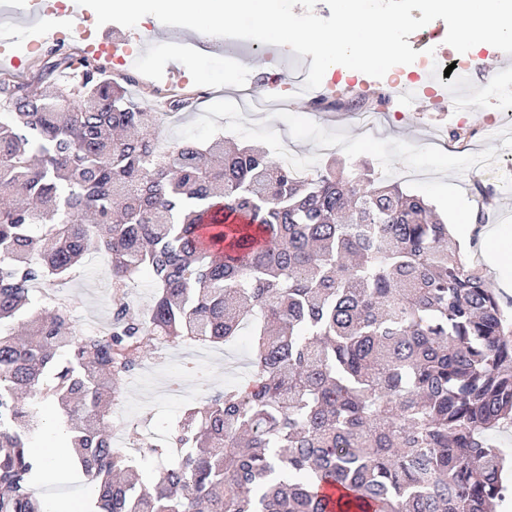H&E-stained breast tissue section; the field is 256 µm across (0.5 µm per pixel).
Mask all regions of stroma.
I'll use <instances>...</instances> for the list:
<instances>
[{
    "label": "stroma",
    "mask_w": 512,
    "mask_h": 512,
    "mask_svg": "<svg viewBox=\"0 0 512 512\" xmlns=\"http://www.w3.org/2000/svg\"><path fill=\"white\" fill-rule=\"evenodd\" d=\"M45 2L49 9L34 27L20 29L16 43L0 44V57L19 60L18 65L0 67V78L17 84L37 81L58 60L54 46L61 35L66 38L67 54L87 55L93 41L89 30L96 25L94 12L87 8L60 16L51 11L57 0ZM124 35L127 43L116 58H99L103 76L131 79V92L152 112L175 92L193 100L192 111L174 114L161 124L159 136L165 142H203L221 133L242 145L262 146L276 160L297 157L311 173L333 158L348 170L373 165L382 176L431 203L460 243L469 265L500 297L512 299V286H503L501 274L484 259L485 234L512 227V117L497 112L491 96H483L468 112H439L428 104L403 108L392 101L381 110V125L368 136L356 120L353 102L365 86H378V79L360 73L337 84L331 75H324L318 88L324 104L316 112L312 101L296 92L307 77L311 56L293 53L284 59L278 56L277 46L251 40L247 52L256 65L244 69L227 59L223 38L207 37L211 66L231 77L220 91L199 77L195 58L173 47L172 36L189 38L185 28L147 16L136 27L125 29ZM245 85L256 92L272 85L288 98L291 109L278 113L274 132L266 131L263 116L215 107V99L231 101ZM480 184L492 187L493 196L482 198L476 190ZM480 213L485 216L481 224L475 221ZM106 265L104 256L87 258L81 277L64 287L72 302V319L80 328L111 318ZM250 368V344L244 336L230 344L205 347L200 357L184 345L163 347L150 342L122 391L127 452L139 458L143 477L151 476L155 463L139 446L142 435L165 436L188 406L241 382ZM36 492L42 498L76 502L89 499L93 490L81 473L61 464L53 479L38 485Z\"/></svg>",
    "instance_id": "35a3bbf8"
}]
</instances>
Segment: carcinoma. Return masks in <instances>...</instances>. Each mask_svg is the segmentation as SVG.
I'll return each mask as SVG.
<instances>
[{"instance_id":"obj_1","label":"carcinoma","mask_w":512,"mask_h":512,"mask_svg":"<svg viewBox=\"0 0 512 512\" xmlns=\"http://www.w3.org/2000/svg\"><path fill=\"white\" fill-rule=\"evenodd\" d=\"M82 69L59 79L54 70ZM0 512H49L53 469L30 447L35 394L94 497L83 512H494L512 492L506 305L423 198L364 167L301 176L215 135L162 147L164 112L66 56L34 83L0 79ZM238 224L224 223V213ZM208 226L210 237L200 235ZM96 252L112 329L32 307ZM150 272L153 305L126 295ZM253 373L184 412L148 482L112 447L124 380L149 341L231 343ZM181 453L171 455L170 449Z\"/></svg>"}]
</instances>
